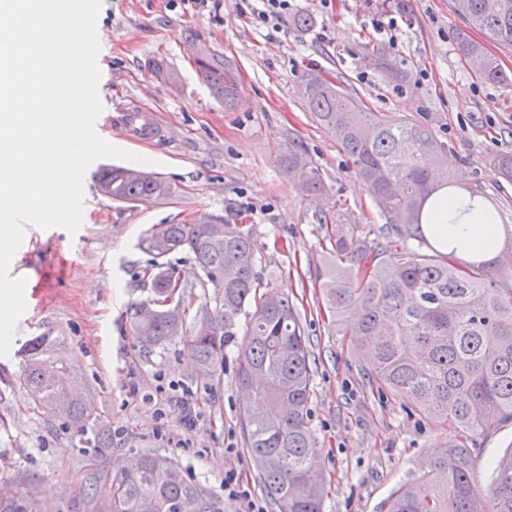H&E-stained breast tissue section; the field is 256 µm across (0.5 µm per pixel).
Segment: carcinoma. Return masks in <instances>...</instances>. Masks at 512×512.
<instances>
[{
  "instance_id": "obj_1",
  "label": "carcinoma",
  "mask_w": 512,
  "mask_h": 512,
  "mask_svg": "<svg viewBox=\"0 0 512 512\" xmlns=\"http://www.w3.org/2000/svg\"><path fill=\"white\" fill-rule=\"evenodd\" d=\"M454 12L469 24L457 36L466 59L478 58L487 83L512 87L508 73L485 41L512 46V0H453ZM475 29L485 40L473 37ZM199 70L212 93L231 105L239 88L231 68L205 61ZM301 93L315 121L349 158L367 185L380 216L392 233L417 242L398 249L393 241L372 244L327 212L336 261L323 274L322 290L336 324L368 346L369 375L378 391L406 400L434 420L459 431L440 456L422 462L416 475L394 489L385 512H512V453L494 467V484L482 495L474 483L477 437L512 423V236L489 260L460 262L455 252L431 256L422 223L425 202L448 186V174L435 180L446 146L430 124L408 119L388 123L372 112L357 92L311 68ZM283 170H295L298 187L324 195L327 185L308 152L288 145ZM501 177L512 182V154L493 158ZM100 186L114 199H164L174 193L167 181L128 169L102 172ZM139 246L149 256L142 274L151 296L132 307L130 323L142 348L150 352L172 341L181 344L198 374L222 372L225 349L240 315L249 316L247 349L236 358V377L248 396L240 423L264 489L279 512H322L328 495L324 466L308 426L312 388L310 351L303 324L283 297L270 303L260 291L258 245L242 224H164ZM188 253L199 273L193 287L213 290L215 306L193 316L168 300L186 285L168 261ZM57 339L33 336L23 349L17 382L33 405L86 437L95 448L108 445L102 424L77 392L80 376L55 356ZM0 512H50L29 494L0 497ZM92 512H221L217 503L184 471L154 453H144L130 468L113 472L103 494H94Z\"/></svg>"
}]
</instances>
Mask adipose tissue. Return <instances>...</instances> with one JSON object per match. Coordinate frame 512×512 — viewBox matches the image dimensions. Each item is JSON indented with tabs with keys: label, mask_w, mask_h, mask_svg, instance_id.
Here are the masks:
<instances>
[{
	"label": "adipose tissue",
	"mask_w": 512,
	"mask_h": 512,
	"mask_svg": "<svg viewBox=\"0 0 512 512\" xmlns=\"http://www.w3.org/2000/svg\"><path fill=\"white\" fill-rule=\"evenodd\" d=\"M423 221L439 248H454L456 254L494 257L500 238L495 211L462 195L437 193L427 201Z\"/></svg>",
	"instance_id": "ef3b65f1"
}]
</instances>
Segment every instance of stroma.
<instances>
[{
	"label": "stroma",
	"instance_id": "stroma-1",
	"mask_svg": "<svg viewBox=\"0 0 512 512\" xmlns=\"http://www.w3.org/2000/svg\"><path fill=\"white\" fill-rule=\"evenodd\" d=\"M410 4L409 12L398 13L384 0H291L288 13L271 26L257 20L260 0H101L103 136L145 158V170L175 192L159 201L113 200L102 192L99 174L114 161L103 158L84 174L76 234L26 226L9 275L25 279L27 308L9 355L0 357L1 484L34 495L52 512H90L93 474L131 464L149 450L179 464L224 512H244L250 502L260 512H278L239 424L246 397L237 386L235 358L248 342L247 316H240L224 372L214 380L199 376L177 343L148 353L132 331V307L151 294L139 276L149 260L139 241L163 224L251 226L263 290L288 297L309 340L308 427L330 484L323 512H385L392 490L455 437L451 425L372 389L364 353L321 298L332 257L318 211L340 204L343 219L369 240L385 228L350 160L303 101L308 68L342 76L386 120L427 118L448 145L456 191H480L501 223L512 225V184L492 165L494 156L512 153V90L484 82L460 56L456 34L465 22L451 0ZM302 16L311 17L310 27L298 25ZM392 19L391 34L377 33L376 22ZM200 58L234 66L236 105L212 97L197 71ZM382 58L406 81L388 80ZM131 101L159 115L165 140L140 146L113 125L117 107ZM290 142L306 147L329 194L306 195L285 175L279 157ZM42 334L58 337L61 354L80 370L87 402L111 435L109 447L86 446L75 430L33 409L14 384L20 349ZM185 399L196 413L190 427L179 409ZM480 442L474 478L484 490L493 481V462L512 452V425ZM230 471L250 502L228 499L224 477Z\"/></svg>",
	"mask_w": 512,
	"mask_h": 512
}]
</instances>
